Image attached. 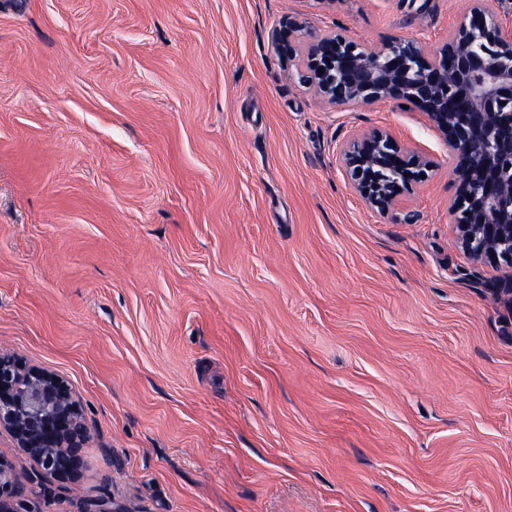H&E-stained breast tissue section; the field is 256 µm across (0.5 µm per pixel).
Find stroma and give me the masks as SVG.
Returning a JSON list of instances; mask_svg holds the SVG:
<instances>
[{"mask_svg":"<svg viewBox=\"0 0 512 512\" xmlns=\"http://www.w3.org/2000/svg\"><path fill=\"white\" fill-rule=\"evenodd\" d=\"M465 0H0V352L66 380L76 483L0 430L27 512H512L506 267L448 222L418 112L289 80L286 18L439 50ZM436 168L373 212L336 150Z\"/></svg>","mask_w":512,"mask_h":512,"instance_id":"1","label":"stroma"}]
</instances>
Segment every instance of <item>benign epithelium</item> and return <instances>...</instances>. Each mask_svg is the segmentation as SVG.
<instances>
[{"label":"benign epithelium","instance_id":"benign-epithelium-1","mask_svg":"<svg viewBox=\"0 0 512 512\" xmlns=\"http://www.w3.org/2000/svg\"><path fill=\"white\" fill-rule=\"evenodd\" d=\"M512 0H468L437 52L416 39H395L377 51L341 34L316 35L286 21L274 34L280 55L294 63L290 77L336 108L389 101L423 113L448 147L455 191L448 219L460 247L475 261L504 263L497 293L512 300V29L504 20ZM324 72H319V69ZM345 183L363 203L400 224L415 214L403 196L434 168L432 158L391 133L362 130L339 148ZM0 428L19 451L57 479L75 482L83 466L87 430L64 380L0 353ZM31 491L0 456V512Z\"/></svg>","mask_w":512,"mask_h":512}]
</instances>
